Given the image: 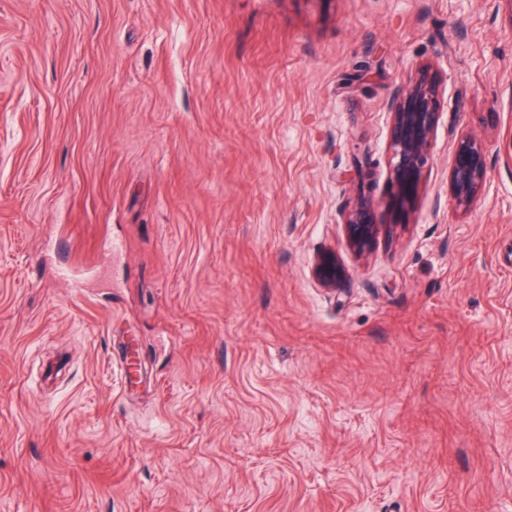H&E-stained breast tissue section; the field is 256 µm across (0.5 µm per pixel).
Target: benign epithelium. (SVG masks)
Returning <instances> with one entry per match:
<instances>
[{"label":"benign epithelium","instance_id":"7a95c632","mask_svg":"<svg viewBox=\"0 0 512 512\" xmlns=\"http://www.w3.org/2000/svg\"><path fill=\"white\" fill-rule=\"evenodd\" d=\"M438 95V86L428 70L420 68L411 74L404 88L393 94L389 103L394 160L391 179L396 188V201L402 208L412 207L423 188L424 169L440 116ZM486 178L482 141L467 136L460 139L449 181L455 207L468 210L482 193ZM374 208V202L363 197L344 215L349 244L359 253L368 250L380 232V225L374 221ZM314 274L324 286L334 289L340 288L345 279L344 270L330 254L319 257Z\"/></svg>","mask_w":512,"mask_h":512}]
</instances>
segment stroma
I'll return each mask as SVG.
<instances>
[{
	"mask_svg": "<svg viewBox=\"0 0 512 512\" xmlns=\"http://www.w3.org/2000/svg\"><path fill=\"white\" fill-rule=\"evenodd\" d=\"M422 65L404 213L387 102ZM511 130L504 2L0 0V512H512ZM439 90L426 68L411 74L407 85L390 100L392 114L391 150L394 164L391 179L401 208L416 202L424 184L432 139L439 122ZM484 145L475 137H463L456 147L449 192L457 209L467 211L482 193L487 178ZM374 208V202L363 197L344 215L349 244L359 253L368 250L380 232V225L374 221ZM314 274L324 286L334 289H339L345 279L344 270L330 254L319 257L314 267Z\"/></svg>",
	"mask_w": 512,
	"mask_h": 512,
	"instance_id": "35a3bbf8",
	"label": "stroma"
}]
</instances>
